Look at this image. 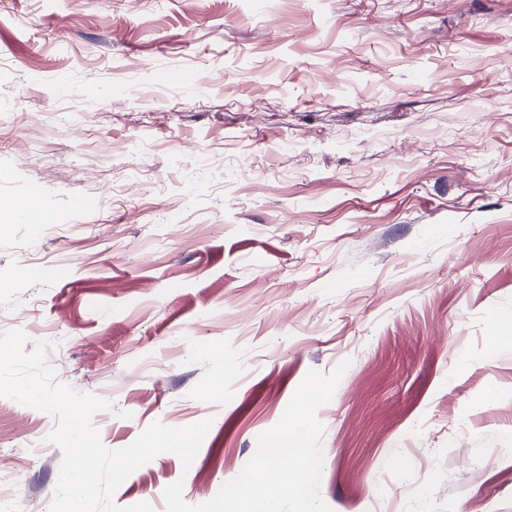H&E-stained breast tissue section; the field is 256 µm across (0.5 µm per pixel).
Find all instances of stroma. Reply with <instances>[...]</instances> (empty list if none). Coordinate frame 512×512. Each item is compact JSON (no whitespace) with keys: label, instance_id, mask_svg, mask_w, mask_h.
<instances>
[{"label":"stroma","instance_id":"1","mask_svg":"<svg viewBox=\"0 0 512 512\" xmlns=\"http://www.w3.org/2000/svg\"><path fill=\"white\" fill-rule=\"evenodd\" d=\"M510 41L512 0H0V318L72 334L109 448L212 420L117 505L211 500L346 360L333 512H512ZM54 426L0 397L10 512H48Z\"/></svg>","mask_w":512,"mask_h":512}]
</instances>
